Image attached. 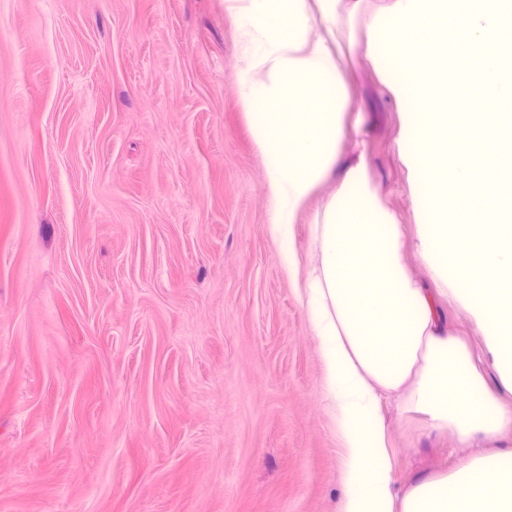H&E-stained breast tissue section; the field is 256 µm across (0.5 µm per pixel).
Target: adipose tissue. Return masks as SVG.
Segmentation results:
<instances>
[{"mask_svg":"<svg viewBox=\"0 0 512 512\" xmlns=\"http://www.w3.org/2000/svg\"><path fill=\"white\" fill-rule=\"evenodd\" d=\"M225 0L238 25L239 102L265 171L271 233L286 271L300 209L335 181L312 217L302 303L321 342L327 396L345 456L340 512H512V448L477 456L445 474L393 487L380 395L460 438L512 430L467 343L452 335L445 298L481 331L501 386L512 390V225L490 184L512 190V70L495 51L512 34V12L493 0ZM451 50L461 82L496 97L505 112L476 121L450 113L448 76L432 70L435 46ZM360 48L401 114L397 151L409 171L417 250L427 281L403 260L404 236L370 174L362 112L347 55Z\"/></svg>","mask_w":512,"mask_h":512,"instance_id":"ef3b65f1","label":"adipose tissue"}]
</instances>
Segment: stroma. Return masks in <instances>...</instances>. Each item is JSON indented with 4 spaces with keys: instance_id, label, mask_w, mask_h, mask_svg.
<instances>
[{
    "instance_id": "1",
    "label": "stroma",
    "mask_w": 512,
    "mask_h": 512,
    "mask_svg": "<svg viewBox=\"0 0 512 512\" xmlns=\"http://www.w3.org/2000/svg\"><path fill=\"white\" fill-rule=\"evenodd\" d=\"M224 0H0V512H339L320 338L280 263ZM350 64L413 241L400 116ZM449 330L484 338L455 304ZM399 488L512 448L383 407Z\"/></svg>"
}]
</instances>
